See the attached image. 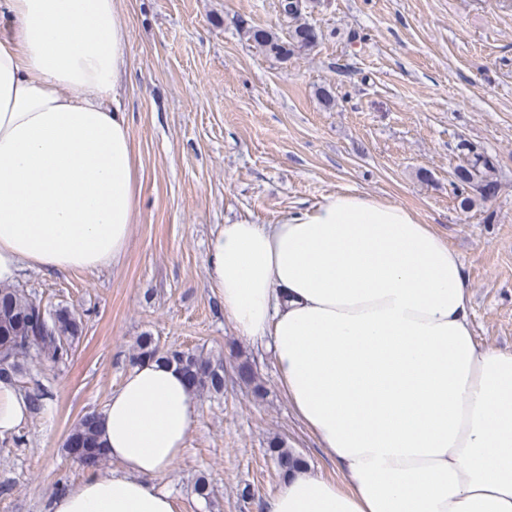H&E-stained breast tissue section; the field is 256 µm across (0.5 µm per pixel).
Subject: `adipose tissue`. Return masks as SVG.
<instances>
[{
  "label": "adipose tissue",
  "instance_id": "adipose-tissue-1",
  "mask_svg": "<svg viewBox=\"0 0 512 512\" xmlns=\"http://www.w3.org/2000/svg\"><path fill=\"white\" fill-rule=\"evenodd\" d=\"M115 0H0V282L120 260L137 211ZM208 276L240 336L266 340L296 416L344 475L302 467L263 512H512V350L479 345L459 254L409 209L359 192L274 224L223 225ZM30 403L0 380V438ZM196 419L188 380L134 366L102 438L117 467L50 512H179L156 484Z\"/></svg>",
  "mask_w": 512,
  "mask_h": 512
}]
</instances>
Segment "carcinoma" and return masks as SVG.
I'll return each instance as SVG.
<instances>
[{
	"label": "carcinoma",
	"instance_id": "1",
	"mask_svg": "<svg viewBox=\"0 0 512 512\" xmlns=\"http://www.w3.org/2000/svg\"><path fill=\"white\" fill-rule=\"evenodd\" d=\"M308 8V0H280V13L296 22L286 40L266 29L249 28L245 34L267 54L288 60L297 53L312 49L318 42V33L310 25L300 22ZM457 149L463 158L454 168L452 186L460 210L467 213L476 201H486L495 196L498 188L493 177L495 164L485 151L469 142H460ZM40 312L41 301L30 291L12 282H0V354L8 360L7 364L0 365V378L14 380L19 373V362L33 353L52 364L62 363L71 356L73 343L83 331L81 317L67 307L51 312L47 310L45 314H53V320L59 322V327L43 333L37 328L29 329ZM135 345L134 362L157 359L172 364L188 379L192 390L199 394L224 391V358L205 357L192 350L162 353L153 338L147 335L137 337ZM74 444L82 446L83 457L94 458V466L105 457L100 414L89 413L80 419L68 435V451H73ZM269 451L283 473L305 463L280 439L271 443Z\"/></svg>",
	"mask_w": 512,
	"mask_h": 512
}]
</instances>
